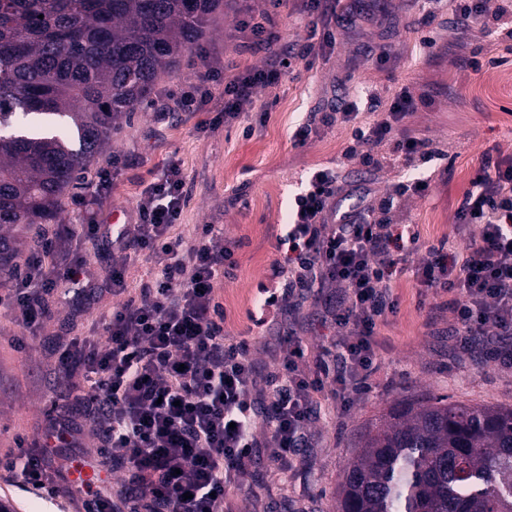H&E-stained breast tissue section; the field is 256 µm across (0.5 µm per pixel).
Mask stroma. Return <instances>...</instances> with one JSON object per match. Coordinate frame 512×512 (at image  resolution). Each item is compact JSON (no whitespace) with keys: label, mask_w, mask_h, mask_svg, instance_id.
I'll return each mask as SVG.
<instances>
[{"label":"stroma","mask_w":512,"mask_h":512,"mask_svg":"<svg viewBox=\"0 0 512 512\" xmlns=\"http://www.w3.org/2000/svg\"><path fill=\"white\" fill-rule=\"evenodd\" d=\"M266 5L267 0H224L221 11L205 23L203 37L157 80L147 105L117 123L109 144L87 170L92 176L113 167L117 174L110 196L95 207L99 233L82 250L90 259L87 279L102 283L112 262L113 212L122 211V223H131L141 191L169 163H179L187 202L175 232L188 238L200 224L222 228L223 242L234 246L237 260L233 278L217 288L224 331L228 338L247 339L250 357L270 366L274 339L287 329L288 319L276 309L260 307L256 299L260 286L270 282L271 263L280 256L276 237L310 172L333 167L347 180L367 182L380 193L398 180H428L426 195L403 199L393 216L394 223L418 231L419 249L411 259L419 261L431 245L452 235L456 202L469 188L484 153L512 155V85H499L489 96L483 92L491 75L512 73V53L481 26L460 33L447 10L431 24L436 47L422 51L418 14L410 0H386L388 23L367 16L338 28L333 47L298 62L295 73L260 89L251 109L268 110L269 117L254 124L250 135H243L238 123L203 127L208 113L224 104L223 86H216L212 103L194 115L180 109L182 91L199 75L223 72L228 64L246 70L270 63L264 50L246 48L238 28L245 14ZM276 22L280 53L299 51L309 22L301 0H283ZM367 45L387 48L391 60L382 66L366 60ZM474 52L499 63L479 72L459 69V61ZM405 86L415 96L431 99L418 105L406 124L432 141L439 159L407 165L390 156L380 170L366 172L359 161L342 157L350 130L339 125L321 128L305 146L294 145L292 133L299 124L313 113L335 111L348 94L369 91L386 102ZM395 293L399 308L378 326L381 363L367 390L354 395L345 410L323 401L312 427L313 443L299 451L288 476H281L266 449H257L256 463L244 478L256 495L230 494L224 512H334L340 475L364 426L404 395L430 392L465 403L512 406V360L490 358L482 341L465 344L454 336L446 294L420 296L407 275ZM335 294V289H324L319 302L305 307L300 316L297 329L309 357L331 342L333 331L321 316ZM116 302V297L103 295L69 325L63 322L64 309H53L40 342L22 351L14 346L19 327L0 315V455L13 449L16 436L34 440L40 435L56 395L37 379L36 368L50 364L55 337L89 335Z\"/></svg>","instance_id":"obj_1"}]
</instances>
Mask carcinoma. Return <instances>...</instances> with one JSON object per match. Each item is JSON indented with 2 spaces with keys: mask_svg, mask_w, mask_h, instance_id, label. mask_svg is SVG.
Segmentation results:
<instances>
[{
  "mask_svg": "<svg viewBox=\"0 0 512 512\" xmlns=\"http://www.w3.org/2000/svg\"><path fill=\"white\" fill-rule=\"evenodd\" d=\"M223 0H0V228L49 224L114 123ZM25 240L0 235V266ZM336 512H512V407L407 396L361 437Z\"/></svg>",
  "mask_w": 512,
  "mask_h": 512,
  "instance_id": "1",
  "label": "carcinoma"
}]
</instances>
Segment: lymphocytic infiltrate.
Wrapping results in <instances>:
<instances>
[{
  "label": "lymphocytic infiltrate",
  "instance_id": "obj_1",
  "mask_svg": "<svg viewBox=\"0 0 512 512\" xmlns=\"http://www.w3.org/2000/svg\"><path fill=\"white\" fill-rule=\"evenodd\" d=\"M306 9L314 42L298 56L276 57L274 66L226 76L224 109L210 127L241 119L259 89L331 45L335 28L351 22L361 6L307 0ZM416 107L410 88H402L379 119L362 126L354 97L319 122L299 125L293 141L306 145L318 125L336 123L352 129L346 159L374 166L385 147L409 161L426 160L432 156L428 140L401 129ZM184 184L180 165L170 163L141 192L134 223L113 225L106 286L122 302L101 316L100 334L56 339L49 379L58 399L36 446L28 448L20 435L0 457V473L35 496L62 494L81 502L84 512H224L226 497L242 490L256 449H266L288 473L322 399L350 407L353 392L380 361L377 327L396 311L393 288L407 274L424 291L452 294L453 332L462 340L512 339L511 155H485L457 203L455 230L469 232L468 243L430 247L414 265L409 257L419 236L390 215L404 196L425 195L427 181H399L379 196L348 184L336 170L315 171L278 238L286 248L271 264L279 287L257 302L293 315L316 292L337 289L324 316L335 339L311 365L302 337L289 328L277 340L269 373L250 358L246 341L232 343L224 334L215 289L237 262L217 243L222 230L204 224L189 239L173 234L186 204ZM77 206L79 223L44 227L29 239L39 262L0 270L6 284L0 310L24 331L18 347L37 339L52 304L81 307L98 292L84 276L82 244L99 227L85 201ZM140 260L154 273L137 284L128 271ZM89 437L97 442L105 476L86 499L67 480L74 464L85 462Z\"/></svg>",
  "mask_w": 512,
  "mask_h": 512
}]
</instances>
